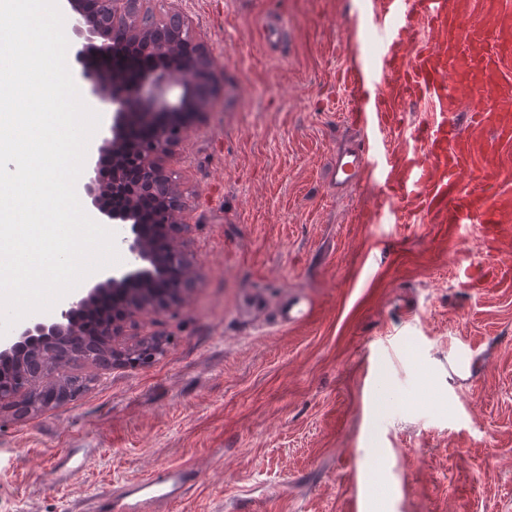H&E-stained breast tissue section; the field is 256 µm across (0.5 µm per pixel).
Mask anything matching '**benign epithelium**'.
I'll return each mask as SVG.
<instances>
[{
	"label": "benign epithelium",
	"instance_id": "benign-epithelium-1",
	"mask_svg": "<svg viewBox=\"0 0 512 512\" xmlns=\"http://www.w3.org/2000/svg\"><path fill=\"white\" fill-rule=\"evenodd\" d=\"M146 0H65L76 37L74 70L84 82L89 100L112 110L110 135L97 146L98 156L112 158L101 172L93 160L81 189L83 196L107 224L121 225L116 239L128 263L99 273L80 297L67 302L51 322L31 318L14 324L0 338V361H9L27 346L39 368L22 380L0 382V406L31 413L63 401L60 384L50 378L53 362L74 364L85 357L87 327L81 312L102 309L105 318L94 336L103 354L101 364L112 366L127 357L118 339L137 316L161 314L180 300L182 281L197 272L184 249L188 225L185 204L173 183L167 163L175 147L191 131L190 121L213 102L220 84L213 61L197 44L185 50V19L178 10L167 12L159 23L144 28L131 22ZM127 45H144L156 59L130 77L119 80L87 61L93 52L101 60L121 58ZM164 197L162 219L142 223L143 203Z\"/></svg>",
	"mask_w": 512,
	"mask_h": 512
}]
</instances>
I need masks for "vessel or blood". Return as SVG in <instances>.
<instances>
[{
  "label": "vessel or blood",
  "mask_w": 512,
  "mask_h": 512,
  "mask_svg": "<svg viewBox=\"0 0 512 512\" xmlns=\"http://www.w3.org/2000/svg\"><path fill=\"white\" fill-rule=\"evenodd\" d=\"M381 22L375 45H359L340 76L353 89L348 118L359 126L390 128L401 106L425 99L433 123L410 135L411 152L377 156L373 140L337 145L329 178L337 191L365 181L378 189L369 222L425 221L456 229L478 225L496 235L507 220L503 208L512 186V12L503 0H375ZM266 43L279 41L285 24L267 9L260 27ZM417 42H409L412 33ZM475 100L461 113L462 98ZM85 460L59 456L54 473L64 485L78 484ZM189 467L168 466L127 482L103 498L94 512H151L155 504L183 498L191 489Z\"/></svg>",
  "instance_id": "vessel-or-blood-1"
}]
</instances>
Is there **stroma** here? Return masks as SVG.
Segmentation results:
<instances>
[{
    "instance_id": "obj_1",
    "label": "stroma",
    "mask_w": 512,
    "mask_h": 512,
    "mask_svg": "<svg viewBox=\"0 0 512 512\" xmlns=\"http://www.w3.org/2000/svg\"><path fill=\"white\" fill-rule=\"evenodd\" d=\"M173 5L223 74L172 167L198 274L136 327L166 343L151 364L77 366L74 399L0 412V512H81L180 464L195 486L162 512H512V221L491 246L364 224L374 186L328 180L359 135L338 73L371 0L152 2ZM271 6L288 32L268 46ZM285 300L307 316L280 322ZM70 449L74 487L52 475Z\"/></svg>"
}]
</instances>
